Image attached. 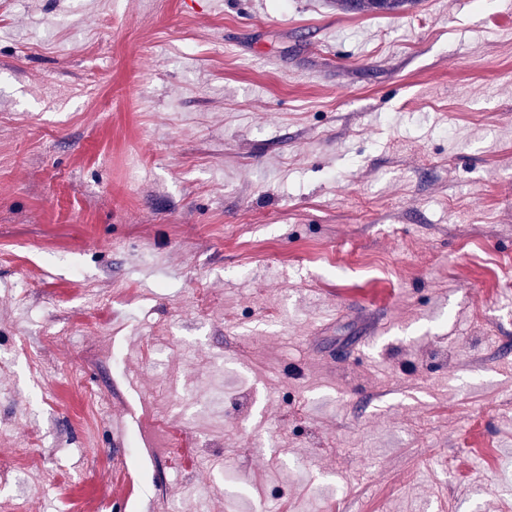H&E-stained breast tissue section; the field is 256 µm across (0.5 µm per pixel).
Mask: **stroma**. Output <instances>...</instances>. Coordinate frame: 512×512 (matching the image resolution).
Listing matches in <instances>:
<instances>
[{"instance_id": "35a3bbf8", "label": "stroma", "mask_w": 512, "mask_h": 512, "mask_svg": "<svg viewBox=\"0 0 512 512\" xmlns=\"http://www.w3.org/2000/svg\"><path fill=\"white\" fill-rule=\"evenodd\" d=\"M15 439L24 512H512V0H0ZM336 9L343 12H386L399 13L416 3V0H333Z\"/></svg>"}]
</instances>
